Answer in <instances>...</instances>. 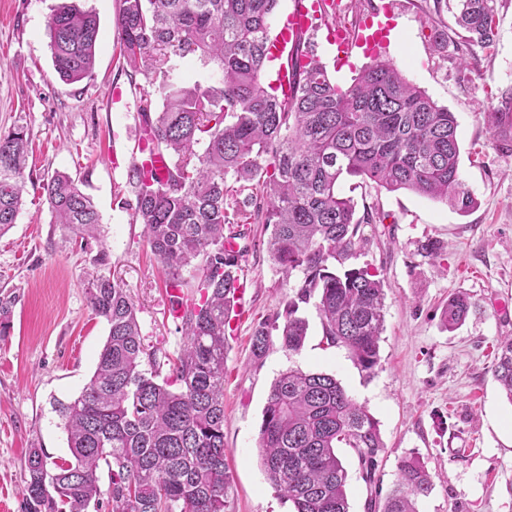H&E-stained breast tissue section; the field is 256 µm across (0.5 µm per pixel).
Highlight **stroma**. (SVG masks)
I'll return each mask as SVG.
<instances>
[{
    "instance_id": "stroma-1",
    "label": "stroma",
    "mask_w": 512,
    "mask_h": 512,
    "mask_svg": "<svg viewBox=\"0 0 512 512\" xmlns=\"http://www.w3.org/2000/svg\"><path fill=\"white\" fill-rule=\"evenodd\" d=\"M59 0H0V130L25 126L31 149L24 205L0 234V512H25L26 460L31 448L68 456L55 401L76 398L91 379L106 341L93 316L86 273L99 249L134 299L146 344L167 353L184 341L169 314L164 273L135 223L128 176L138 150L139 99L145 79L119 57V0H76L94 11L100 36L91 76L67 83L54 69L47 22ZM457 0H341L337 25L382 23L387 49L407 79L425 89L458 121L461 179L477 199L469 214L407 190L339 185L358 211L378 210L383 223L365 224L367 243L356 265L376 269L385 283V329L373 375L348 350L327 346L315 307L303 309L308 336L299 353L273 342L254 358L257 322L292 291L260 242L243 267L248 310L237 316L224 362V455L229 477L225 512H292L267 480L257 447L262 411L274 379L290 367L325 372L378 423L383 447L376 477L390 490L403 457L418 456L432 477L420 512H512V402L492 373L500 340L512 336V150L499 146L485 113L512 96V0H495L498 30L483 49L439 34L456 27ZM124 104L109 105V89ZM69 173L100 215L101 242H85L54 223L41 189L54 172ZM443 247L436 261L421 241ZM467 294L465 322L444 328L450 294Z\"/></svg>"
}]
</instances>
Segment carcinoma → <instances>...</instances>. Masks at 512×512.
Wrapping results in <instances>:
<instances>
[{
	"instance_id": "carcinoma-1",
	"label": "carcinoma",
	"mask_w": 512,
	"mask_h": 512,
	"mask_svg": "<svg viewBox=\"0 0 512 512\" xmlns=\"http://www.w3.org/2000/svg\"><path fill=\"white\" fill-rule=\"evenodd\" d=\"M120 2L121 51L153 88L140 97L144 151L167 159L162 176L142 165L132 169L133 219L165 271L185 341L172 356L144 343L136 305L106 272L108 254L100 249L88 298L108 336L89 383L55 406L70 457L51 461L44 449H29L26 512H88L103 493L112 512H224V360L247 225L272 227L266 246L273 265L287 279L300 278L272 319L255 326L254 357L265 355L274 330L284 349L301 350L308 323L300 309L311 303L326 345L347 348L370 375L379 365L384 279L348 261L364 248L360 225L381 216L355 218L340 180L408 190L462 214L477 200L462 187L454 113L393 61L373 60L342 88L310 56L311 38L300 32L284 62L292 75L285 91L267 76L279 0ZM456 23L462 43L489 46L497 30L493 0H458ZM99 32L94 12L66 2L54 8L47 35L63 81L90 75ZM191 57L219 78L181 83L177 62ZM487 122L503 141L512 139L511 111L489 112ZM28 154L25 127L0 132V232L20 213ZM43 190L54 223L90 234L101 224L69 174L56 172ZM469 309L465 296H449L446 328ZM493 376L512 402V337L497 347ZM258 448L267 480L295 512H349L347 471L336 449L356 452L371 485L383 443L377 421L335 376L288 368L270 387ZM398 470L382 512H419L430 474L413 456Z\"/></svg>"
}]
</instances>
